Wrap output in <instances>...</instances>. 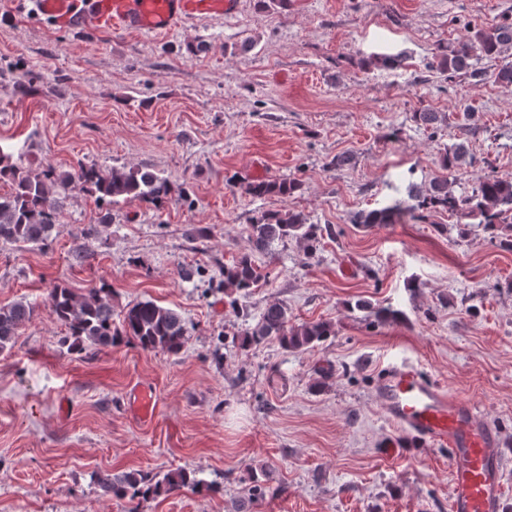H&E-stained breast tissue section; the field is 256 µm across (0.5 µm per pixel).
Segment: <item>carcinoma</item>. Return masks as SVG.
<instances>
[{
  "mask_svg": "<svg viewBox=\"0 0 512 512\" xmlns=\"http://www.w3.org/2000/svg\"><path fill=\"white\" fill-rule=\"evenodd\" d=\"M509 47H512V20L475 27L467 40L451 46L442 43L437 47V68L444 73H466L471 60H496ZM465 156L466 150L461 145L444 151L440 167L446 175L435 178L424 190L411 192L415 201L411 210L419 219L432 212H448L475 220L491 239L512 250V179L490 174L471 195L457 196L450 190L448 175L462 169ZM0 182L9 187L6 194L0 195V241L39 247L50 244L55 224L59 223L62 214V200L70 197L74 189L95 196L100 205L137 200L158 208L168 202L171 192L165 176L143 168L102 169L81 163L68 170L53 166L24 167L15 161L13 151L2 147ZM299 187L300 183L294 179H273L251 182L244 186V191L254 197L287 198ZM394 215L391 208L360 210L354 214L352 223L363 226L390 224ZM249 237L255 251H265L273 242L291 238L305 244L312 253L320 243L322 227L309 223L300 212L269 211L249 225ZM221 274L219 287L224 289V295L229 297V305L236 313L244 312L238 305V298L248 296L268 278L250 253H243L232 264L222 267ZM47 303L51 315L66 328L59 345L69 354L80 355L91 347L101 349L133 343L144 350L177 355L188 341V330L181 315L152 300L127 306L122 318L114 321L112 289L105 283L80 293L65 284H56L48 292ZM356 307L369 311L377 321L396 317V312L369 301L361 300ZM37 312L38 306L23 300L0 305V354L12 350L19 329ZM331 335L333 330L327 322L291 323L288 308L274 302L244 333L239 348L247 350L267 341H276L286 351H302L320 345ZM95 482L102 495L128 500L131 504L128 512H139L142 503L166 498L185 488L217 492V489L203 485L195 472L183 468L169 470L161 476L139 470L100 471L95 474Z\"/></svg>",
  "mask_w": 512,
  "mask_h": 512,
  "instance_id": "1",
  "label": "carcinoma"
}]
</instances>
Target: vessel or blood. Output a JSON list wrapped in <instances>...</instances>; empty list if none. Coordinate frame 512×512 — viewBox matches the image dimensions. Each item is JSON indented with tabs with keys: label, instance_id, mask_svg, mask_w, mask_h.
Segmentation results:
<instances>
[{
	"label": "vessel or blood",
	"instance_id": "1",
	"mask_svg": "<svg viewBox=\"0 0 512 512\" xmlns=\"http://www.w3.org/2000/svg\"><path fill=\"white\" fill-rule=\"evenodd\" d=\"M240 0H24L23 7L55 26H94L115 34H168L203 16H235ZM377 398L409 447L447 448L451 456L449 512H504V442L477 406L456 398L413 364L388 365ZM140 421L157 414L151 387L135 385L124 401Z\"/></svg>",
	"mask_w": 512,
	"mask_h": 512
}]
</instances>
